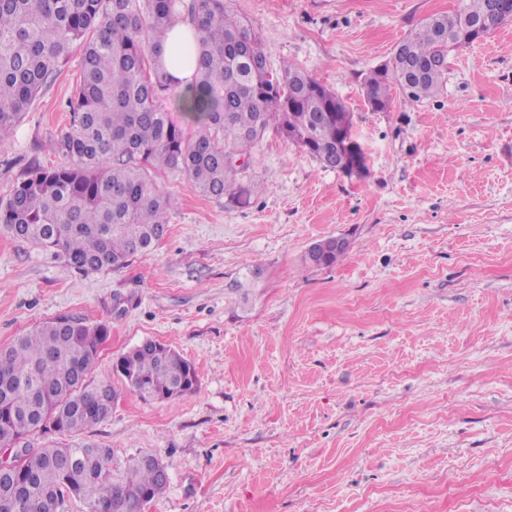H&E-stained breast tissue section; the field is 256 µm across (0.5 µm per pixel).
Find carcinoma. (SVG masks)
Wrapping results in <instances>:
<instances>
[{"instance_id":"1","label":"carcinoma","mask_w":512,"mask_h":512,"mask_svg":"<svg viewBox=\"0 0 512 512\" xmlns=\"http://www.w3.org/2000/svg\"><path fill=\"white\" fill-rule=\"evenodd\" d=\"M489 0H464L452 14L428 18L402 40L420 61L445 60L466 37L464 18ZM198 22L193 81L179 91L159 64L163 40L180 20ZM80 75L68 101L72 121L51 144L62 163H34L0 200V230L51 252L78 272L120 270L166 234L176 199L153 174L178 172L203 196L249 202L255 189L237 180L229 157L249 152L269 130L315 158L336 164V142L352 135L351 112L327 85L285 62L271 70L253 24L227 0H0V135L30 111L57 79L74 45ZM446 70L428 69L407 84L403 61L369 73L366 99L389 109L393 90L414 101L435 96ZM171 101L189 123L172 119ZM110 328L79 316L57 317L0 350V437L78 435L106 420L118 398L86 375ZM120 377L145 400L194 391L195 367L166 344L145 340L127 351ZM26 467L34 479L18 492L0 483V512H47L51 499L76 496L86 512H132L167 480L107 446L39 448Z\"/></svg>"}]
</instances>
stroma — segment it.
<instances>
[{
  "mask_svg": "<svg viewBox=\"0 0 512 512\" xmlns=\"http://www.w3.org/2000/svg\"><path fill=\"white\" fill-rule=\"evenodd\" d=\"M270 69L290 61L349 107L369 166L347 177L275 134L248 204L177 200L166 236L88 274L0 233V347L65 315L109 325L88 375L119 398L81 434L167 466L146 512H512V23L451 52L435 97L372 111L365 79L462 0H229ZM80 47L8 138L0 199L56 165ZM343 236L330 266L305 256ZM153 339L198 386L146 401L113 369Z\"/></svg>",
  "mask_w": 512,
  "mask_h": 512,
  "instance_id": "1",
  "label": "stroma"
}]
</instances>
